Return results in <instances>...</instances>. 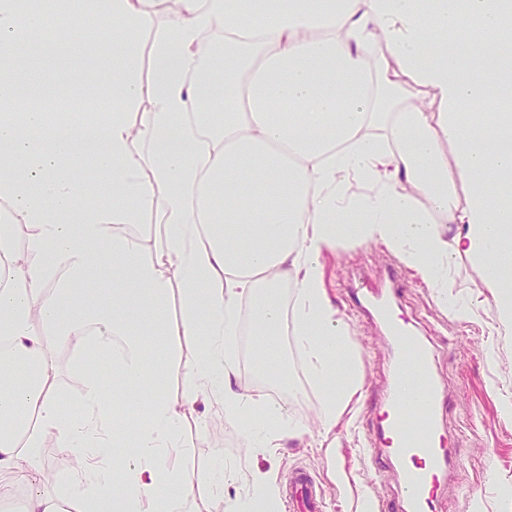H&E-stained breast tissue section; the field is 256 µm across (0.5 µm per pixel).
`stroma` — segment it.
<instances>
[{
	"instance_id": "obj_1",
	"label": "stroma",
	"mask_w": 512,
	"mask_h": 512,
	"mask_svg": "<svg viewBox=\"0 0 512 512\" xmlns=\"http://www.w3.org/2000/svg\"><path fill=\"white\" fill-rule=\"evenodd\" d=\"M74 56L55 60L29 50L27 57L51 82L77 84L91 91L111 89L122 50L109 30L96 40L74 38ZM321 262L331 299L340 311L360 365L362 387L336 427L334 447H318L316 411L322 389L306 372L305 362L293 343L291 318L279 330V347L262 353L251 334L250 300L239 304L241 333L236 338L237 384L255 399L287 403L306 425L302 438L283 440L275 454L261 455L250 448L236 424L220 416L206 400H198L182 428L183 451L177 464L194 475L198 493L186 512H225L224 500L211 496L208 479L217 459L236 463L246 471L274 472L287 485L293 471L306 470L321 490L324 512H362L370 499L394 500L400 494L398 473L384 462L368 457L364 447L381 415V396L391 378V348L383 330L370 314L353 307L354 289L388 287L390 277L403 286L397 315L434 346L437 369L451 402L446 409L445 434L454 453V471L442 489L438 512H512V418L502 412L504 399H512V332L493 338L495 300H482L476 286L481 272L460 259L452 272L463 295L472 298L473 313L461 318L438 305L429 288L403 266L383 245L340 244ZM157 351H174L176 361L166 379L171 396H181L185 375L197 344L153 336ZM497 359L488 362V345Z\"/></svg>"
}]
</instances>
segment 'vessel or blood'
I'll use <instances>...</instances> for the list:
<instances>
[{
  "label": "vessel or blood",
  "instance_id": "1",
  "mask_svg": "<svg viewBox=\"0 0 512 512\" xmlns=\"http://www.w3.org/2000/svg\"><path fill=\"white\" fill-rule=\"evenodd\" d=\"M355 303L389 324V339L394 349L392 380L397 383L405 378L412 379L424 405L420 434L414 437L407 431L412 415L410 404L391 390L386 391L381 400L382 405L396 412L395 418L381 421L378 426L388 446L386 460L397 466L402 488L394 512H436L452 451L433 445L434 435L444 432L446 397L434 372L430 348L420 337L390 325L391 299L363 293L356 296ZM287 495L290 512H321V492L306 472L299 470L293 474Z\"/></svg>",
  "mask_w": 512,
  "mask_h": 512
}]
</instances>
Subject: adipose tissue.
Returning <instances> with one entry per match:
<instances>
[{
    "label": "adipose tissue",
    "mask_w": 512,
    "mask_h": 512,
    "mask_svg": "<svg viewBox=\"0 0 512 512\" xmlns=\"http://www.w3.org/2000/svg\"><path fill=\"white\" fill-rule=\"evenodd\" d=\"M177 3L179 22L169 32L154 28V0H66L67 16L78 19L108 10L125 60L111 108L77 125L21 97L9 52L36 37L56 0H32L25 11L18 0H0V102L24 112L20 122L0 114V199L10 205L0 223V476L11 483L0 504L38 473L47 432L85 459L65 492L29 494L24 512H87L91 499L110 501L113 512H183L196 484L170 460L201 398L229 422L247 420L257 453L303 437L305 424L286 406L259 403L236 385L230 340L243 298L254 302L252 332L263 348L276 347L282 318L291 315L293 341L323 390L318 436L329 441L361 388L320 263L341 241L383 244L458 316L465 308L448 268L467 257L499 304L493 334L512 324V280L501 274L512 265L504 238L512 227V147L480 133L488 115L512 127V113L456 62L463 55L480 68L494 65L499 83L512 88V56L491 61L481 50L500 39L512 0H253L266 16L259 28L239 0ZM218 18L237 47L224 57L219 85L195 77L203 36ZM403 75L431 90L432 108L407 95ZM216 95L223 110L202 111ZM145 98L151 108L143 112ZM386 121L390 136L372 135ZM139 140L146 152L135 151ZM89 152L109 178L111 205L88 207L77 190L73 171ZM356 181L366 193H352ZM461 184L469 189L463 203ZM151 210L162 232L145 258L129 229ZM448 224L465 230L448 237ZM94 264L119 269L120 285L80 299ZM281 281L294 285L287 312ZM176 291L183 314L174 321L168 304ZM148 323L155 335L197 341L181 397L161 387L172 359L150 354ZM92 335L112 353L114 381L145 401V419L131 425L134 455L117 475L110 465L117 420L103 380L84 372L78 415L66 417L44 344L54 337L85 358ZM243 480L250 492L225 496L227 512L277 506L274 474L247 476L232 464L214 467L210 492L225 495Z\"/></svg>",
    "instance_id": "adipose-tissue-1"
}]
</instances>
